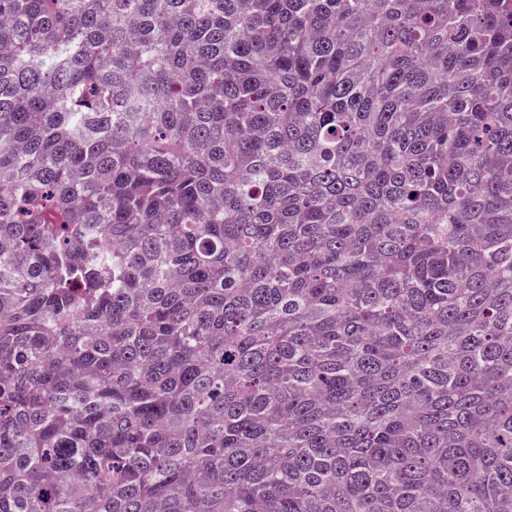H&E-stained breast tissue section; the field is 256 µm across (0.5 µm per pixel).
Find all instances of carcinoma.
<instances>
[{"label":"carcinoma","mask_w":512,"mask_h":512,"mask_svg":"<svg viewBox=\"0 0 512 512\" xmlns=\"http://www.w3.org/2000/svg\"><path fill=\"white\" fill-rule=\"evenodd\" d=\"M0 512H512V0H0Z\"/></svg>","instance_id":"1"}]
</instances>
